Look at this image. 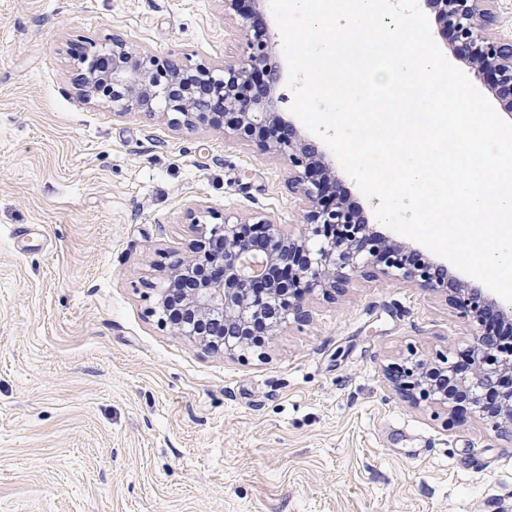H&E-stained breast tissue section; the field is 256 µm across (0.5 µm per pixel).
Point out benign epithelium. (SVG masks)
Returning a JSON list of instances; mask_svg holds the SVG:
<instances>
[{
	"label": "benign epithelium",
	"instance_id": "benign-epithelium-1",
	"mask_svg": "<svg viewBox=\"0 0 512 512\" xmlns=\"http://www.w3.org/2000/svg\"><path fill=\"white\" fill-rule=\"evenodd\" d=\"M484 0H424L443 24L455 54L470 62L512 110V38L490 33L497 15L481 8ZM250 64L220 69L184 70L134 49L119 34L112 46L87 52L80 91L91 99L101 83L112 86V109L118 114L176 112L183 124L221 125L234 137L258 140L266 152L288 155V186L300 198L306 227L295 234L272 217L248 220L226 215L217 230L224 252L214 256L204 239L191 255L172 261L157 289V309L165 314L179 285L213 263L224 269L218 279H205L184 290L181 322L185 335L200 346L228 355L248 349L240 341L251 321L274 312L268 333L273 337L290 321L309 318L308 301L334 300L352 279L386 278L445 294L461 317L483 323L486 318L512 321V307L501 306L480 288L448 279L447 271L419 258L415 250L373 230L343 199L332 165L318 147L295 138L291 127L273 112L271 87L277 65L269 53L273 34L253 13L243 16ZM494 333L481 331L465 353L467 367L449 357L431 359L415 353L385 367V379L411 404L455 411L469 408L512 441V347L504 350ZM498 393V410L484 409L487 392Z\"/></svg>",
	"mask_w": 512,
	"mask_h": 512
}]
</instances>
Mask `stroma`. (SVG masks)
I'll list each match as a JSON object with an SVG mask.
<instances>
[{
    "instance_id": "obj_1",
    "label": "stroma",
    "mask_w": 512,
    "mask_h": 512,
    "mask_svg": "<svg viewBox=\"0 0 512 512\" xmlns=\"http://www.w3.org/2000/svg\"><path fill=\"white\" fill-rule=\"evenodd\" d=\"M224 0H0V512H512V442L412 407L383 368L463 350L444 297L384 278L261 350L201 349L155 288L197 234L304 229L288 158L81 97L123 35L185 69L248 61Z\"/></svg>"
}]
</instances>
